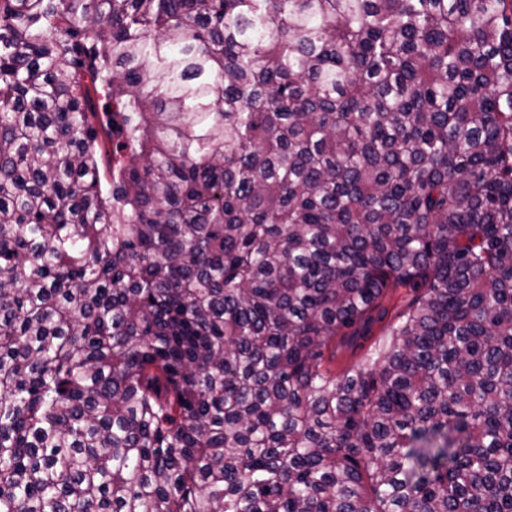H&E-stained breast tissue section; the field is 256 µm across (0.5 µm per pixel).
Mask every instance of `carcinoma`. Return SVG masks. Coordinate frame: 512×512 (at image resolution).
Here are the masks:
<instances>
[{
  "instance_id": "carcinoma-1",
  "label": "carcinoma",
  "mask_w": 512,
  "mask_h": 512,
  "mask_svg": "<svg viewBox=\"0 0 512 512\" xmlns=\"http://www.w3.org/2000/svg\"><path fill=\"white\" fill-rule=\"evenodd\" d=\"M0 512H512V0H0Z\"/></svg>"
}]
</instances>
